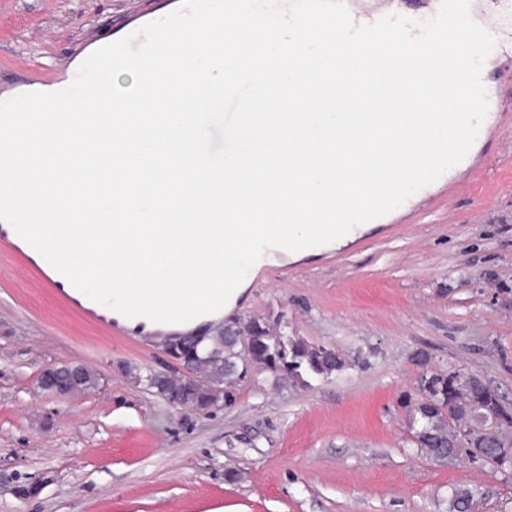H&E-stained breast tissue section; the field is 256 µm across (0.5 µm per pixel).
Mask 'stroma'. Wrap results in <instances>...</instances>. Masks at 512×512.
<instances>
[{"label": "stroma", "instance_id": "stroma-1", "mask_svg": "<svg viewBox=\"0 0 512 512\" xmlns=\"http://www.w3.org/2000/svg\"><path fill=\"white\" fill-rule=\"evenodd\" d=\"M166 0H0V91L53 84L87 45L159 18ZM502 101L473 187L440 176L334 248L276 257L233 319L288 333L349 362L307 384L262 373L229 408L194 411L126 376L171 372L159 341L75 312L0 255V512H512V476L472 458L416 455L400 395L432 370L479 374L512 408V58L491 54ZM99 376L81 397L38 393L49 367ZM40 492L18 497L13 487Z\"/></svg>", "mask_w": 512, "mask_h": 512}]
</instances>
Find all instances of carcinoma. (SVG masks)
Wrapping results in <instances>:
<instances>
[{
  "instance_id": "carcinoma-1",
  "label": "carcinoma",
  "mask_w": 512,
  "mask_h": 512,
  "mask_svg": "<svg viewBox=\"0 0 512 512\" xmlns=\"http://www.w3.org/2000/svg\"><path fill=\"white\" fill-rule=\"evenodd\" d=\"M247 325L252 343L249 353L242 350L240 327H226L224 335L211 338L209 346L199 343L193 349L194 371L201 379L154 372L147 376L149 387L173 404L205 411L234 404L238 387L253 371L283 372L301 380L305 376L328 378L346 366L345 359L336 352L288 335L279 322L268 325L249 321ZM423 376L433 388L421 385L417 397L406 395L401 399L416 452L445 462L448 453L464 442L473 457L508 460L504 474L512 473V409L498 391L476 374L459 369L438 373L425 368ZM98 382L94 370L81 366L70 389L72 394L81 395L95 390ZM471 496L467 488H449L448 512H465L464 501Z\"/></svg>"
}]
</instances>
